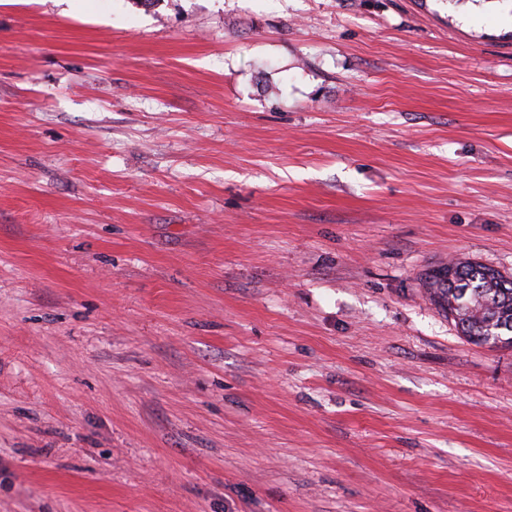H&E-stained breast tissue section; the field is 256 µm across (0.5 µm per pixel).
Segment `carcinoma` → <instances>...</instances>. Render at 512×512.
<instances>
[{
    "mask_svg": "<svg viewBox=\"0 0 512 512\" xmlns=\"http://www.w3.org/2000/svg\"><path fill=\"white\" fill-rule=\"evenodd\" d=\"M433 300L477 344L512 347V280L477 262L450 261L429 277Z\"/></svg>",
    "mask_w": 512,
    "mask_h": 512,
    "instance_id": "1",
    "label": "carcinoma"
}]
</instances>
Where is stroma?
<instances>
[{
  "label": "stroma",
  "mask_w": 512,
  "mask_h": 512,
  "mask_svg": "<svg viewBox=\"0 0 512 512\" xmlns=\"http://www.w3.org/2000/svg\"><path fill=\"white\" fill-rule=\"evenodd\" d=\"M0 0V512H512V0ZM433 300L477 344L512 347V280L477 262L449 261L429 277ZM492 336L491 342H488Z\"/></svg>",
  "instance_id": "35a3bbf8"
}]
</instances>
